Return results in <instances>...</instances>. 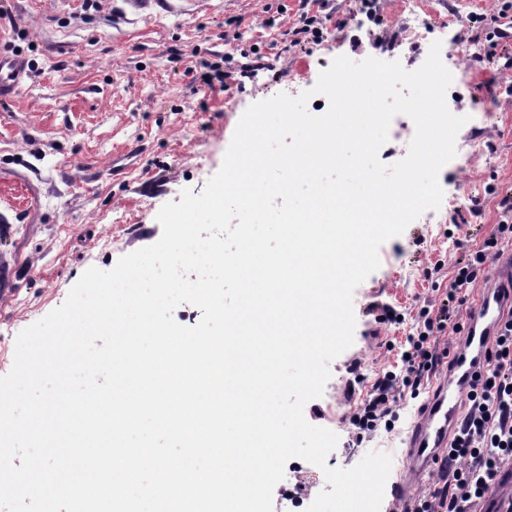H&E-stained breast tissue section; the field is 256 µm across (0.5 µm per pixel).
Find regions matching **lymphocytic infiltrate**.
Segmentation results:
<instances>
[{
	"label": "lymphocytic infiltrate",
	"mask_w": 512,
	"mask_h": 512,
	"mask_svg": "<svg viewBox=\"0 0 512 512\" xmlns=\"http://www.w3.org/2000/svg\"><path fill=\"white\" fill-rule=\"evenodd\" d=\"M511 229L498 225L495 236L457 263L445 298L420 308L415 331L403 344L405 358L400 370L379 374L349 417L358 436L395 422L404 395L419 393L425 376L441 362L437 337L445 334L455 305L491 259L499 234ZM489 356V368L477 380L472 409L451 445L457 462L452 477L430 485L412 512H467L469 502L485 493L499 463L512 458V333L500 338Z\"/></svg>",
	"instance_id": "obj_1"
}]
</instances>
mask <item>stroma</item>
<instances>
[{
	"mask_svg": "<svg viewBox=\"0 0 512 512\" xmlns=\"http://www.w3.org/2000/svg\"><path fill=\"white\" fill-rule=\"evenodd\" d=\"M0 6L9 12L0 19V53L21 55L30 70L21 93L0 103V172L29 178L40 193L38 206L27 210L9 188L0 189V213L9 220L0 227V376L13 366L18 333L63 304L88 268L111 270L160 239L161 206L180 201L183 191L204 190L250 105L312 89L341 55L396 60L413 71L432 42L458 37L460 52L448 61V106L466 119L457 143L477 139L484 151L455 155L440 170L454 208L425 211L381 246L379 268L354 292V343L331 362L322 397L304 410L339 438L325 467H354L372 450L391 455L383 498L391 503L418 402L404 398L393 432L363 442L353 435L349 415L394 363L389 340L405 336L367 309L385 303L413 321L423 301L450 287L460 255L455 239L481 247L501 220L500 197L512 195V97L487 90L501 79L484 39L497 0H376L372 20L360 0H328V10L348 24L319 43L289 37L301 26L298 0H199L195 11L152 17L127 0H98L89 9L84 0ZM416 16L428 31L419 41L408 34ZM255 48L269 54V66L243 83L194 82L196 61L219 64L229 56L239 63ZM489 186L495 195L486 194ZM355 364L363 381L350 372ZM322 469L289 460L280 486L303 502L277 496L273 512H306L326 486Z\"/></svg>",
	"mask_w": 512,
	"mask_h": 512,
	"instance_id": "obj_1",
	"label": "stroma"
}]
</instances>
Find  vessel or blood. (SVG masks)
I'll use <instances>...</instances> for the list:
<instances>
[{
	"label": "vessel or blood",
	"mask_w": 512,
	"mask_h": 512,
	"mask_svg": "<svg viewBox=\"0 0 512 512\" xmlns=\"http://www.w3.org/2000/svg\"><path fill=\"white\" fill-rule=\"evenodd\" d=\"M28 77L24 59L0 55V102L16 96ZM512 319V246L491 260L483 287L466 300L462 329L449 347L445 367L435 373L406 435V458L396 485L399 507L417 500L439 479L438 467L469 408L476 375L485 373L488 352L506 320ZM471 512H512V460L493 475Z\"/></svg>",
	"instance_id": "b4317fda"
}]
</instances>
